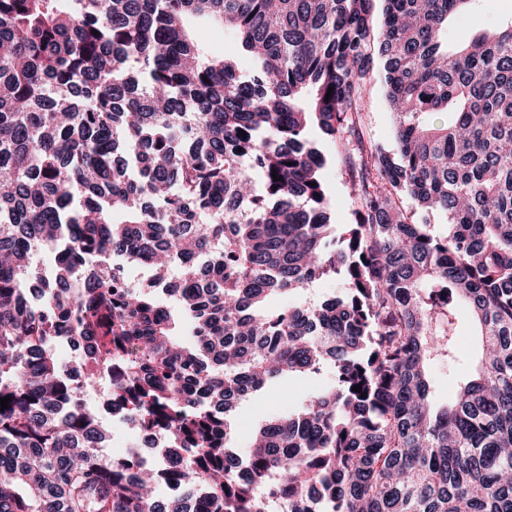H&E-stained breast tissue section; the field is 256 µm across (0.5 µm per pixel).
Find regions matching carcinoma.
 Returning a JSON list of instances; mask_svg holds the SVG:
<instances>
[{
	"mask_svg": "<svg viewBox=\"0 0 512 512\" xmlns=\"http://www.w3.org/2000/svg\"><path fill=\"white\" fill-rule=\"evenodd\" d=\"M372 2L0 0V512H512V21L450 47L473 0H383L376 33ZM375 55L392 151L362 129ZM326 277L341 296L266 308ZM460 303L472 370L439 406ZM326 368L235 450L239 400ZM88 383L163 431L156 466L105 452ZM206 39L209 50L214 56L237 59L239 67L244 73H249L252 70V62L242 52L239 39L232 30L212 24L207 27ZM309 137L321 143L323 151L331 157V161L323 171L324 180L329 189L332 224H350L352 202L349 195L346 176L343 168L336 161L335 147L333 144L323 141L322 134L317 126L310 125Z\"/></svg>",
	"mask_w": 512,
	"mask_h": 512,
	"instance_id": "carcinoma-1",
	"label": "carcinoma"
}]
</instances>
